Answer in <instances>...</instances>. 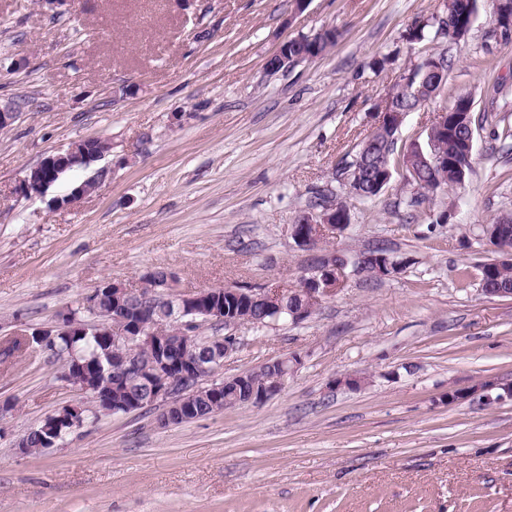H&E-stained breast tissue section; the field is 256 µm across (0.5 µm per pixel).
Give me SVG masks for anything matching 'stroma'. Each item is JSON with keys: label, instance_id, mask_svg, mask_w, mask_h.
<instances>
[{"label": "stroma", "instance_id": "35a3bbf8", "mask_svg": "<svg viewBox=\"0 0 512 512\" xmlns=\"http://www.w3.org/2000/svg\"><path fill=\"white\" fill-rule=\"evenodd\" d=\"M442 0H0V338L54 326L102 281L164 268L174 293L298 287L329 254L386 248L405 268L349 274L305 321L237 329L220 377L301 359L281 393L159 427L157 408L102 417L58 448L16 440L82 394L39 352L0 366V512H512V401L448 392L512 382V297L480 291L481 227L512 215V35L487 16L454 40ZM428 21L427 37L403 35ZM336 29L320 56L272 72L285 41ZM443 91L409 113L396 151L425 140L460 95L479 121L461 191L406 206L395 168L351 225L311 247L288 227L315 193L342 196L389 90L425 52ZM386 58L384 69L372 63ZM112 148L24 195L27 167L74 142ZM96 190L75 203L82 182ZM368 383L346 386L352 375Z\"/></svg>", "mask_w": 512, "mask_h": 512}]
</instances>
